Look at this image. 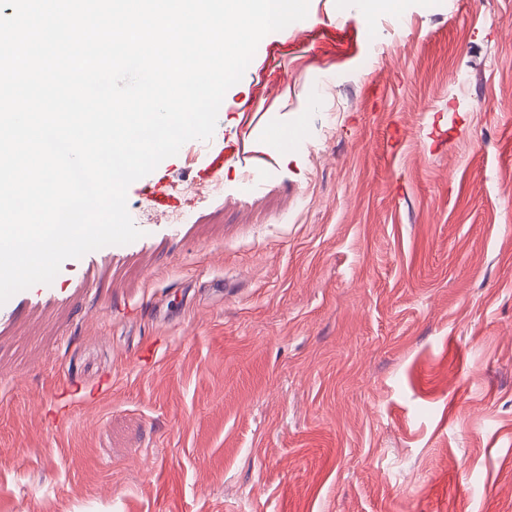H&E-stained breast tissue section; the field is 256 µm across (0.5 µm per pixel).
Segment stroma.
I'll list each match as a JSON object with an SVG mask.
<instances>
[{"mask_svg":"<svg viewBox=\"0 0 512 512\" xmlns=\"http://www.w3.org/2000/svg\"><path fill=\"white\" fill-rule=\"evenodd\" d=\"M225 98L259 192L0 305V512H512V0H309ZM360 16L365 24L379 13L398 12L402 7L401 0H360Z\"/></svg>","mask_w":512,"mask_h":512,"instance_id":"stroma-1","label":"stroma"}]
</instances>
